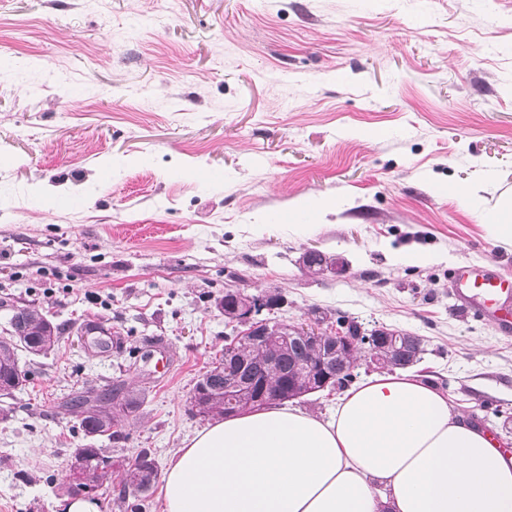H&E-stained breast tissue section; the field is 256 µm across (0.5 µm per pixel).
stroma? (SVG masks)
Here are the masks:
<instances>
[{
  "mask_svg": "<svg viewBox=\"0 0 512 512\" xmlns=\"http://www.w3.org/2000/svg\"><path fill=\"white\" fill-rule=\"evenodd\" d=\"M510 207L512 0H0V337L24 305L66 328L0 396V512H60L77 448L166 468L208 424L228 289L424 337L411 373L512 449V335L449 281L512 271L479 221ZM108 384L140 405L84 436L66 403Z\"/></svg>",
  "mask_w": 512,
  "mask_h": 512,
  "instance_id": "1",
  "label": "stroma"
}]
</instances>
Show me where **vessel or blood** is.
<instances>
[{
  "label": "vessel or blood",
  "mask_w": 512,
  "mask_h": 512,
  "mask_svg": "<svg viewBox=\"0 0 512 512\" xmlns=\"http://www.w3.org/2000/svg\"><path fill=\"white\" fill-rule=\"evenodd\" d=\"M453 292L465 311L490 317L501 330L512 329V312L506 307L512 299V272L496 266L467 265L451 274Z\"/></svg>",
  "instance_id": "1"
}]
</instances>
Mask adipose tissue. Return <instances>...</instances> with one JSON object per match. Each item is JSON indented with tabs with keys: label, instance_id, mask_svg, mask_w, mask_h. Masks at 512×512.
Wrapping results in <instances>:
<instances>
[{
	"label": "adipose tissue",
	"instance_id": "adipose-tissue-1",
	"mask_svg": "<svg viewBox=\"0 0 512 512\" xmlns=\"http://www.w3.org/2000/svg\"><path fill=\"white\" fill-rule=\"evenodd\" d=\"M161 498L162 512H512V455L447 394L384 372L326 419L272 405L208 425L171 456Z\"/></svg>",
	"mask_w": 512,
	"mask_h": 512
}]
</instances>
